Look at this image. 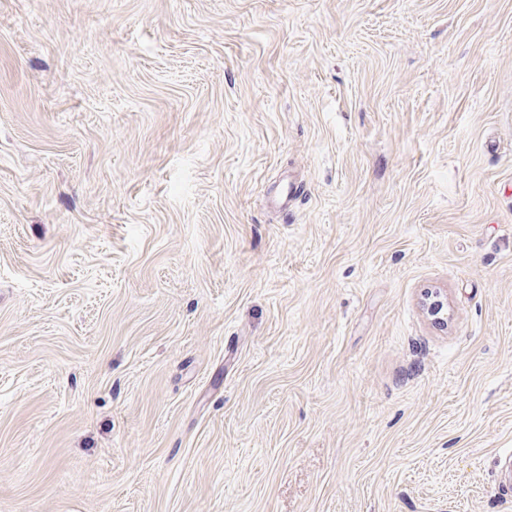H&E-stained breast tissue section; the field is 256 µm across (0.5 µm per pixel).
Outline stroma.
I'll list each match as a JSON object with an SVG mask.
<instances>
[{
	"label": "stroma",
	"mask_w": 512,
	"mask_h": 512,
	"mask_svg": "<svg viewBox=\"0 0 512 512\" xmlns=\"http://www.w3.org/2000/svg\"><path fill=\"white\" fill-rule=\"evenodd\" d=\"M511 450L512 0H0V512H512ZM424 307L427 313L433 317L436 323L447 325L448 323V302L441 299V295L437 291L428 290L423 298Z\"/></svg>",
	"instance_id": "obj_1"
}]
</instances>
